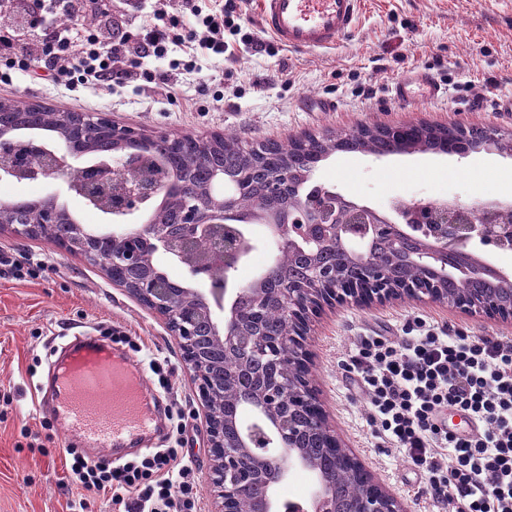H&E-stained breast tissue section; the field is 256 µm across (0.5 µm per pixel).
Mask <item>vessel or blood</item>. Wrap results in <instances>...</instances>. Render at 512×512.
<instances>
[{
    "label": "vessel or blood",
    "mask_w": 512,
    "mask_h": 512,
    "mask_svg": "<svg viewBox=\"0 0 512 512\" xmlns=\"http://www.w3.org/2000/svg\"><path fill=\"white\" fill-rule=\"evenodd\" d=\"M359 7L360 0H261L260 22L265 33L288 49H325L349 34ZM446 93L438 78L426 72L401 78L392 89L394 100L402 105L435 101ZM78 351H105L109 358L72 377L64 373L65 360H56L53 386L38 398L66 434L79 437L95 459L156 431L158 417L145 403L146 383L132 362L95 336Z\"/></svg>",
    "instance_id": "b4317fda"
}]
</instances>
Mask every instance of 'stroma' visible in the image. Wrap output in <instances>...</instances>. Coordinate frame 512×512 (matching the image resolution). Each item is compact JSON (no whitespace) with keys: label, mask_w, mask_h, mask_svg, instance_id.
Listing matches in <instances>:
<instances>
[{"label":"stroma","mask_w":512,"mask_h":512,"mask_svg":"<svg viewBox=\"0 0 512 512\" xmlns=\"http://www.w3.org/2000/svg\"><path fill=\"white\" fill-rule=\"evenodd\" d=\"M232 51L233 61L201 56L193 68L176 70L180 87L173 101L143 78L112 88L69 89L31 84L18 75L0 83V100L47 102L62 112H106L117 123L149 133L197 136L228 128L254 143L364 123L462 124L512 133V0H361L355 31L334 48L294 52L278 45L259 56L237 42ZM414 67L439 77L447 96L396 104L391 87ZM365 80L376 89L369 100L356 94ZM216 94L221 102H213ZM308 99L333 100L338 109L312 112L304 107ZM314 179L380 210L397 198H447L475 206L491 198L512 199V156L341 154L323 162ZM16 193L56 198L80 223L110 226L62 181L0 182V202ZM32 259L44 260L41 275L13 278L11 264ZM417 318L512 345L511 324L427 299L325 308L312 323L307 344L313 382L345 445L409 512H440L403 457L382 452L366 423L364 399L341 366L361 339L399 335ZM111 331L169 358L170 389L161 390L151 370L143 372L148 388L160 391L184 424L168 429L160 445L177 448L191 462L199 512H212L206 436L194 415L198 405L176 337L98 266L61 252L45 238H18L5 230L0 232V512H109L103 498L84 494L66 479L65 434L48 412L35 408L34 389L46 382L50 354L65 338Z\"/></svg>","instance_id":"stroma-1"}]
</instances>
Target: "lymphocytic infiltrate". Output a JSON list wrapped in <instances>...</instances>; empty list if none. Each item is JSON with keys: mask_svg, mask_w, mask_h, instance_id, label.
<instances>
[{"mask_svg": "<svg viewBox=\"0 0 512 512\" xmlns=\"http://www.w3.org/2000/svg\"><path fill=\"white\" fill-rule=\"evenodd\" d=\"M110 0H0V66L29 80L65 86H112L148 76L149 62L170 45L190 56L223 55L227 35L243 36L255 53L269 44L243 34L237 0L202 12L168 15L158 6L137 33L90 28ZM348 369L364 396L366 421L391 450L422 471L445 512H512V347L490 338L449 333L416 320L399 336H369ZM474 416V436L449 431L445 411ZM72 484L124 512H197L198 483L167 448L120 466L67 448Z\"/></svg>", "mask_w": 512, "mask_h": 512, "instance_id": "f902f5d3", "label": "lymphocytic infiltrate"}]
</instances>
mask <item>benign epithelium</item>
Masks as SVG:
<instances>
[{"label": "benign epithelium", "instance_id": "1", "mask_svg": "<svg viewBox=\"0 0 512 512\" xmlns=\"http://www.w3.org/2000/svg\"><path fill=\"white\" fill-rule=\"evenodd\" d=\"M98 121L106 124L112 137L119 143L129 139H143L146 134L137 128L120 125L105 112L95 113ZM57 133L54 140L60 146L50 148L46 138L38 135L20 137L10 125H0V181H65L67 190L82 197L89 205H102L108 219L123 218L154 203L166 193L171 178L166 166L153 154L127 156L115 152L80 171L74 177L69 158L71 146L80 130V123L69 112L54 114ZM39 154L43 163L38 168L27 165L26 158ZM235 199L217 192L211 203L188 199L181 203L183 224L168 227L162 224H118L108 234H95L86 224L71 225L73 243L69 253L86 261L99 262L109 271L112 264L151 269L144 287L129 288L141 305L161 317L180 344L183 361L191 373L202 423L205 427L210 461V484L213 487V512H239L241 498L250 491L258 492L254 512H338L336 500L329 485L317 484L310 501H281L272 493L274 484L281 482L294 466L300 464V453L288 446L283 438L293 437L304 430L280 407V398L288 390V379L273 378L250 398L248 405L256 412L255 422L239 429L231 437L225 433L226 419L213 414L216 394L242 393L244 382L226 376L213 382L202 367L205 349L195 346L194 328L199 324L210 326V338L224 345V350H241L276 361L287 358L301 366L296 386L307 401H319L317 389L310 378L311 360L305 347L309 327L306 315L315 309L335 303L352 302L370 306L402 298H427L444 302L436 287L420 288L415 284L397 285L383 272L370 277L367 283L341 289L336 275L320 267L312 270L313 287L289 289L290 309L297 313L296 333L283 340L284 349H278L265 336H243L239 326L243 310L240 296L247 289L231 288L219 279L215 271L220 267H236L251 250V243L243 236L224 238V225L236 218ZM512 213V200L490 199L479 206L468 207L455 200L428 202L393 201L387 211L349 199L340 193H313L303 199L300 214L287 224H273L271 231L277 244L294 248L302 243L317 248L343 243L358 246L378 231L392 226L406 237H415L430 245L436 257L450 249H466L471 243L497 250L512 251V225L501 223L502 215ZM67 217L55 199L34 206L20 224L5 220L0 211V228L9 227L18 237H33L41 224H56ZM199 237L207 238L211 247L200 253L193 247ZM163 251L187 268L191 275L208 284V292L186 287L175 294L169 287L166 274L153 264L154 255ZM224 312L217 318L215 310ZM470 311L512 320V308L498 309L487 301ZM352 470L371 481L374 494L361 499L352 512H408L395 496L390 494L354 454L347 456Z\"/></svg>", "mask_w": 512, "mask_h": 512}]
</instances>
